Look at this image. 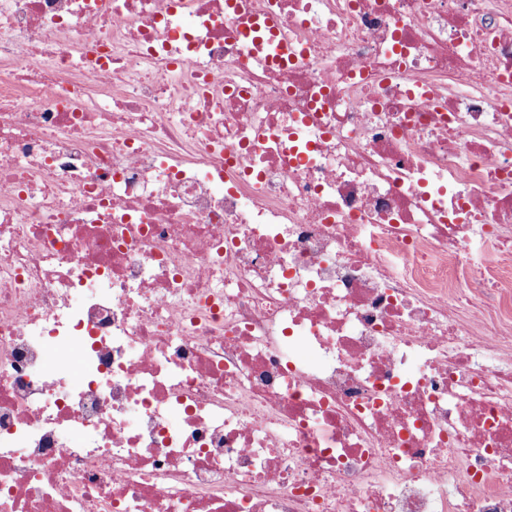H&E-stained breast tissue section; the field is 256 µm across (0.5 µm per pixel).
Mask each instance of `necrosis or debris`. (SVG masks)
Instances as JSON below:
<instances>
[{
	"instance_id": "1",
	"label": "necrosis or debris",
	"mask_w": 512,
	"mask_h": 512,
	"mask_svg": "<svg viewBox=\"0 0 512 512\" xmlns=\"http://www.w3.org/2000/svg\"><path fill=\"white\" fill-rule=\"evenodd\" d=\"M0 512H512V0H0Z\"/></svg>"
}]
</instances>
